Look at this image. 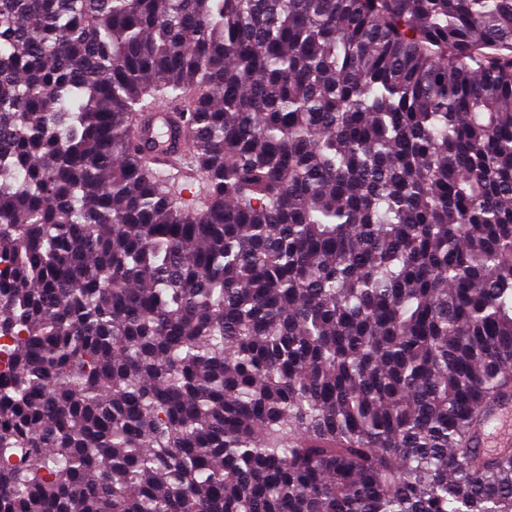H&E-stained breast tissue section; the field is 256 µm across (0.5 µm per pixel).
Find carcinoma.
Wrapping results in <instances>:
<instances>
[{"mask_svg":"<svg viewBox=\"0 0 512 512\" xmlns=\"http://www.w3.org/2000/svg\"><path fill=\"white\" fill-rule=\"evenodd\" d=\"M511 394L512 0H0V512H512ZM512 397L494 409L491 426L479 430L473 439L472 448L478 456H484L490 448L512 447Z\"/></svg>","mask_w":512,"mask_h":512,"instance_id":"cac0c4a2","label":"carcinoma"}]
</instances>
